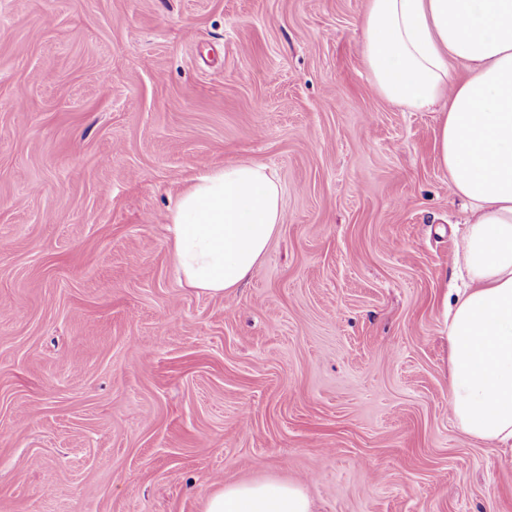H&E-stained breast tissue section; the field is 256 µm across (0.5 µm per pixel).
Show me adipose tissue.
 I'll return each instance as SVG.
<instances>
[{"label":"adipose tissue","instance_id":"ef3b65f1","mask_svg":"<svg viewBox=\"0 0 512 512\" xmlns=\"http://www.w3.org/2000/svg\"><path fill=\"white\" fill-rule=\"evenodd\" d=\"M374 91L412 111L448 108L435 143L468 215L457 239L464 282L442 304L449 410L466 436L512 446V0H369L361 20ZM468 65L458 79L454 63ZM284 219L269 168L242 161L202 171L170 210L180 281L211 296L239 288ZM204 512H313L297 483L224 485Z\"/></svg>","mask_w":512,"mask_h":512}]
</instances>
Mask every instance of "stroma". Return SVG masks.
<instances>
[{"mask_svg":"<svg viewBox=\"0 0 512 512\" xmlns=\"http://www.w3.org/2000/svg\"><path fill=\"white\" fill-rule=\"evenodd\" d=\"M368 0H0V512H512V451L448 408L462 205L437 115L372 89ZM285 220L226 297L174 273L203 167ZM203 512H313V506L297 483L239 482L212 492Z\"/></svg>","mask_w":512,"mask_h":512,"instance_id":"1","label":"stroma"}]
</instances>
